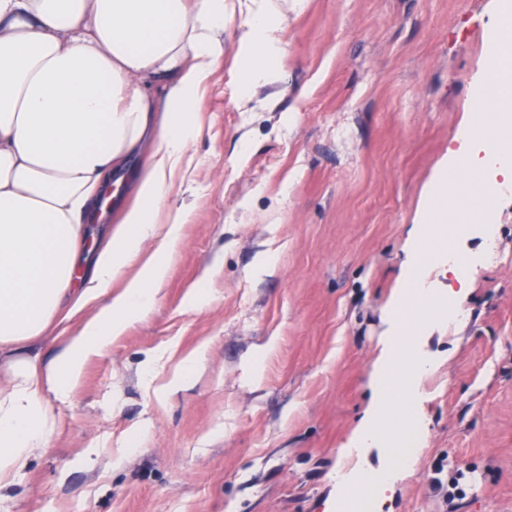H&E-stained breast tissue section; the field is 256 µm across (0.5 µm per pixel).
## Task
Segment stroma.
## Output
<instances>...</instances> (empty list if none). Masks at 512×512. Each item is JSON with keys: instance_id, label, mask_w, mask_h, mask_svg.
I'll return each instance as SVG.
<instances>
[{"instance_id": "35a3bbf8", "label": "stroma", "mask_w": 512, "mask_h": 512, "mask_svg": "<svg viewBox=\"0 0 512 512\" xmlns=\"http://www.w3.org/2000/svg\"><path fill=\"white\" fill-rule=\"evenodd\" d=\"M503 2L308 0L243 106L245 16L228 0L189 190L158 215L192 211L156 303L86 363L66 402L50 400L47 445L0 489V512H337V472L383 466L348 443ZM492 207L494 252L469 227L451 242L481 263L459 322L424 325L423 441L373 512H512V188ZM264 252L275 264L259 272ZM201 287L207 302L188 308ZM458 469L469 485L449 503L433 480Z\"/></svg>"}]
</instances>
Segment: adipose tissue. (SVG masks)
I'll list each match as a JSON object with an SVG mask.
<instances>
[{
  "instance_id": "adipose-tissue-1",
  "label": "adipose tissue",
  "mask_w": 512,
  "mask_h": 512,
  "mask_svg": "<svg viewBox=\"0 0 512 512\" xmlns=\"http://www.w3.org/2000/svg\"><path fill=\"white\" fill-rule=\"evenodd\" d=\"M290 5L306 0H249L241 98L265 79ZM226 11V0H0V362L13 370L0 393V487L45 448L49 399L66 400L88 357L155 304L188 213L165 225L156 215L192 161L195 115L224 60ZM135 153L147 164L124 176ZM108 206L116 226L89 236ZM106 295L40 363L33 343Z\"/></svg>"
}]
</instances>
